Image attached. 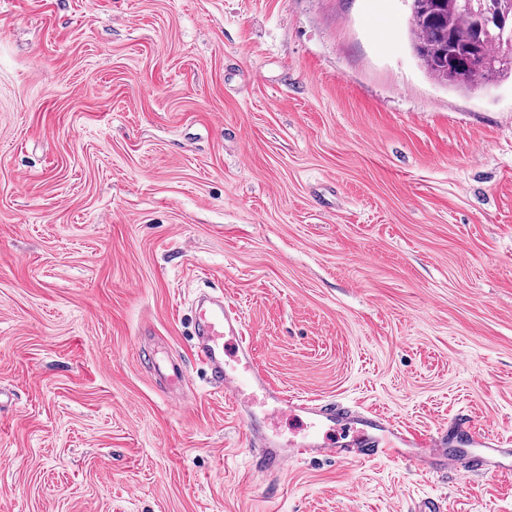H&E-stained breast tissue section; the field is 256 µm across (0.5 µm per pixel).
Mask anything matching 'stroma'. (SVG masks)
I'll return each mask as SVG.
<instances>
[{
	"mask_svg": "<svg viewBox=\"0 0 512 512\" xmlns=\"http://www.w3.org/2000/svg\"><path fill=\"white\" fill-rule=\"evenodd\" d=\"M408 16L0 0V512H512V475H264L191 355L215 290L279 388L512 436V78L440 86Z\"/></svg>",
	"mask_w": 512,
	"mask_h": 512,
	"instance_id": "stroma-1",
	"label": "stroma"
}]
</instances>
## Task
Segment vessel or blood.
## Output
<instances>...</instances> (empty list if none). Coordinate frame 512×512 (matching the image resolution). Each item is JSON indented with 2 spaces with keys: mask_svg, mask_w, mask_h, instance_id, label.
I'll use <instances>...</instances> for the list:
<instances>
[{
  "mask_svg": "<svg viewBox=\"0 0 512 512\" xmlns=\"http://www.w3.org/2000/svg\"><path fill=\"white\" fill-rule=\"evenodd\" d=\"M191 348L208 382L243 412L249 444L267 474H280L289 462L303 459L351 461L373 455L411 462L424 474L446 469L463 478L481 470L512 473V450L503 438L476 429L466 433V445L459 448L445 432L410 430L365 408L323 402L274 386L252 355L239 313L223 297L197 299ZM254 394L261 395L273 413L303 420L305 433L288 442L270 434L266 417L249 407ZM337 430L347 434V441L334 438Z\"/></svg>",
  "mask_w": 512,
  "mask_h": 512,
  "instance_id": "b4317fda",
  "label": "vessel or blood"
}]
</instances>
